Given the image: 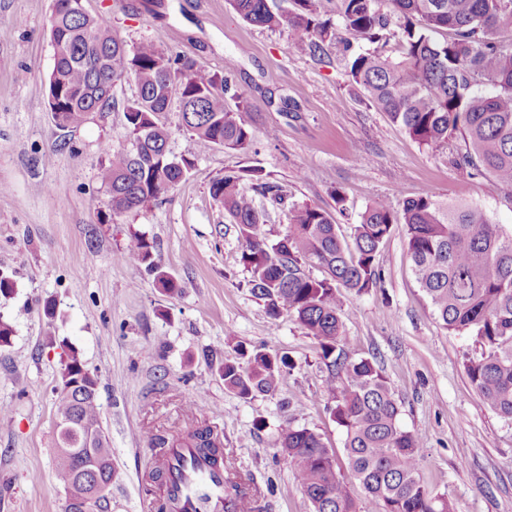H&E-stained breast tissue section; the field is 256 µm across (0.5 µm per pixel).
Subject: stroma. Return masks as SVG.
Wrapping results in <instances>:
<instances>
[{"label": "stroma", "mask_w": 512, "mask_h": 512, "mask_svg": "<svg viewBox=\"0 0 512 512\" xmlns=\"http://www.w3.org/2000/svg\"><path fill=\"white\" fill-rule=\"evenodd\" d=\"M85 7L127 45L151 41L208 69H232L254 106L246 118L256 145L246 154L203 147L171 105L161 116L168 147L193 155L194 169L164 199L114 215L98 172L108 162L105 147L127 146L121 107L134 83L113 88L115 108L60 129L47 106L52 0H0V270L16 283L0 299V315L14 327L10 346L0 348V512H63L54 402L71 349L99 382L115 466L108 512H146L149 474L161 458L151 435L172 440L198 421L252 478L253 512H312L275 443L289 422L320 434L344 459V432L326 408L330 373L314 340L291 317L271 322L252 295L237 227L212 197V181L258 168L279 186L281 203L255 198L271 239L285 232L295 203L331 211L347 233L372 203L397 209L424 191L512 230V189L470 176L447 150L419 145L350 84L335 56L318 61L289 48L287 31L244 22L226 0H85ZM135 234L153 242L177 293L122 261ZM377 264V287L343 299L350 356L383 369L402 427L423 439L425 485L447 494L456 512H512V423L468 381L471 337L438 324L404 226H395ZM243 342L293 359L273 394L246 400L225 389L222 367L239 360Z\"/></svg>", "instance_id": "1"}]
</instances>
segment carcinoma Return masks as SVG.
Here are the masks:
<instances>
[{"label":"carcinoma","instance_id":"cac0c4a2","mask_svg":"<svg viewBox=\"0 0 512 512\" xmlns=\"http://www.w3.org/2000/svg\"><path fill=\"white\" fill-rule=\"evenodd\" d=\"M54 0L49 37L54 65L48 82L50 112L67 126L109 104L114 80L133 79L137 94L123 112L129 147H107L100 172L110 190L113 213L143 207L172 191L192 171L194 159L168 148L169 133L159 115L176 101L187 131L205 146L250 151L254 133L243 113L232 74L212 72L194 58L165 52L146 41L134 49L112 36L102 17L77 14ZM321 0H227L245 22L288 29L289 47L314 57L341 56L351 84L367 101L413 140L430 148L459 136L456 162L491 175L512 189V0H336V20L323 17ZM398 30L391 31L392 18ZM444 34L438 40L435 35ZM371 47L357 52L350 37ZM398 54H390L391 38ZM251 181L246 187L244 181ZM280 197L279 188L250 168L214 180L211 195L224 203L242 240L241 262L251 292L270 318L292 317L316 343L331 374L343 375L341 388L330 383L331 416L345 433L348 467L377 512H455L449 498L432 492L418 473L424 449L420 437L399 424V406L380 366L353 359L346 349L339 311L348 294L376 286L380 247L397 224L405 227L407 253L416 278L446 331L464 333L479 345L467 357L465 373L482 400L512 422V232L489 222L462 203L423 192L395 210L385 202L368 206L345 236L325 209L308 203L288 212L285 233L270 240L262 231L264 214L250 191ZM132 267L155 275L167 291L177 282L161 271L154 245L143 237L128 245ZM318 268L322 277L311 274ZM246 365L227 361L224 387L241 399L270 394L285 372L287 355L240 346ZM86 371L75 350L64 361L55 399L59 451L56 479L66 491L64 512H105L107 500L86 494L73 503L83 476L81 448L97 463L91 480L112 482V446L102 428L97 377L69 388ZM198 447H216L210 427H192ZM278 455L295 474L313 512H356L353 493L323 438L308 428L288 425Z\"/></svg>","mask_w":512,"mask_h":512}]
</instances>
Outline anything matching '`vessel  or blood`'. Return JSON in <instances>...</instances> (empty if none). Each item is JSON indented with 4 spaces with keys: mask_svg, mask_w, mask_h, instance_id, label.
Segmentation results:
<instances>
[{
    "mask_svg": "<svg viewBox=\"0 0 512 512\" xmlns=\"http://www.w3.org/2000/svg\"><path fill=\"white\" fill-rule=\"evenodd\" d=\"M159 506L163 512H251L249 494H225L222 458L204 453L193 442L168 448L162 463Z\"/></svg>",
    "mask_w": 512,
    "mask_h": 512,
    "instance_id": "vessel-or-blood-1",
    "label": "vessel or blood"
}]
</instances>
